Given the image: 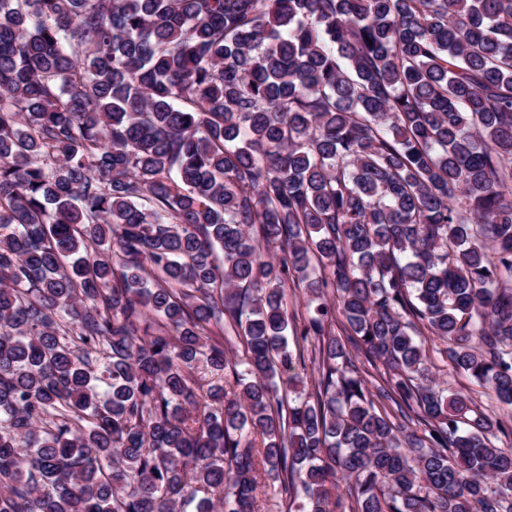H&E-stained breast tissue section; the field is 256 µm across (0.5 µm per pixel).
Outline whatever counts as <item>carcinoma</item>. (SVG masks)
<instances>
[{
  "instance_id": "carcinoma-1",
  "label": "carcinoma",
  "mask_w": 512,
  "mask_h": 512,
  "mask_svg": "<svg viewBox=\"0 0 512 512\" xmlns=\"http://www.w3.org/2000/svg\"><path fill=\"white\" fill-rule=\"evenodd\" d=\"M501 435L512 0H0V512H512ZM434 362L437 367V371L440 376V380L445 381V386L451 388L453 391H459L463 394L471 396L477 404L485 402L484 399L480 398L479 391L482 389L478 387L472 380L463 374L450 373L446 365V361L443 362L440 355L433 353Z\"/></svg>"
}]
</instances>
